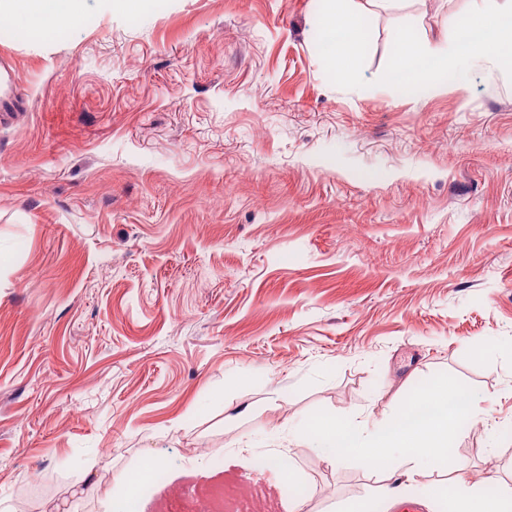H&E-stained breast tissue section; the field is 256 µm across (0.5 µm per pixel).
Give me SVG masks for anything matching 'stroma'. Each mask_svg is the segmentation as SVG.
Returning <instances> with one entry per match:
<instances>
[{
    "instance_id": "35a3bbf8",
    "label": "stroma",
    "mask_w": 512,
    "mask_h": 512,
    "mask_svg": "<svg viewBox=\"0 0 512 512\" xmlns=\"http://www.w3.org/2000/svg\"><path fill=\"white\" fill-rule=\"evenodd\" d=\"M350 4L358 89L325 74L320 0L0 24L26 104L0 126V501L82 512L92 461L150 453L168 481L141 512L219 491L222 512H293L290 480L345 512L381 475L294 429L385 419L440 372L479 396L453 444L468 480L512 485V78L381 85L397 26L451 43L472 0Z\"/></svg>"
}]
</instances>
